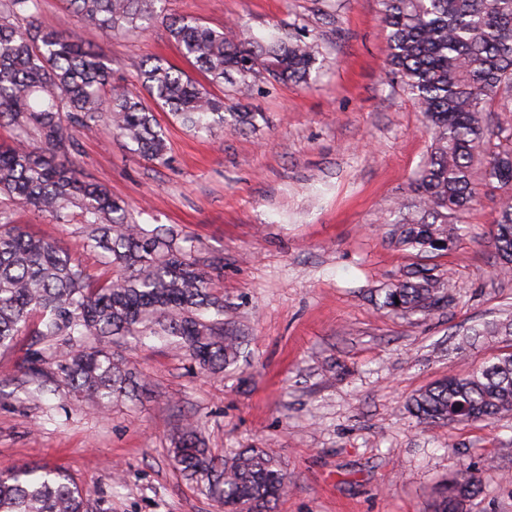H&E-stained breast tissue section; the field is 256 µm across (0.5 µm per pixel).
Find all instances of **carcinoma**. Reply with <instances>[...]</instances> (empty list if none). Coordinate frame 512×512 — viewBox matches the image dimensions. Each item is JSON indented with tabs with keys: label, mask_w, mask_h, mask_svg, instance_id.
Returning a JSON list of instances; mask_svg holds the SVG:
<instances>
[{
	"label": "carcinoma",
	"mask_w": 512,
	"mask_h": 512,
	"mask_svg": "<svg viewBox=\"0 0 512 512\" xmlns=\"http://www.w3.org/2000/svg\"><path fill=\"white\" fill-rule=\"evenodd\" d=\"M83 23L106 36L166 22L182 55L202 70L205 86L161 58L148 57L138 80L152 103L115 86L112 61L39 20L40 0H0V123L13 131L0 144V350L31 329L55 342L54 356L27 358L31 398L64 383L100 409L133 397L139 376L112 355L116 339L166 336L202 371L237 364L240 336L224 328V300L209 288L206 264L192 247L147 230L128 204L75 167L78 135L102 125L125 139L135 155L163 163L164 130L152 105L183 125L211 132L233 121L251 125L252 112L224 113L210 90L231 72L238 95L252 96L256 78L307 80L318 45L304 36L265 40L233 36L196 18L169 17L165 0H66ZM386 36L388 74L400 79L431 135L430 152L411 182L416 215L400 225L397 244L422 259L383 289L381 307L428 316L454 299L452 277L423 264L451 251L480 179L501 191L492 245L502 268H512V136L491 123L512 106V0H378ZM45 213L58 224L77 215L80 250L112 267L106 278L88 272L79 255L17 224L21 213ZM512 337V314L473 330ZM92 340L94 346L80 349ZM409 408L426 427L483 422L512 414V343L479 367L434 383ZM181 471L220 506V512H272L288 491L278 460L262 448H243L226 461L212 454L197 425L186 422L171 448ZM479 480L458 472L434 512H473ZM0 512H88L83 491L68 474L41 466L0 474Z\"/></svg>",
	"instance_id": "1"
}]
</instances>
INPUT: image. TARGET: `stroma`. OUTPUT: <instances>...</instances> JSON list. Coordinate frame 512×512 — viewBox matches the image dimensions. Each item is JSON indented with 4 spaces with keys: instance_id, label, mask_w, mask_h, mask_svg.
<instances>
[{
    "instance_id": "stroma-1",
    "label": "stroma",
    "mask_w": 512,
    "mask_h": 512,
    "mask_svg": "<svg viewBox=\"0 0 512 512\" xmlns=\"http://www.w3.org/2000/svg\"><path fill=\"white\" fill-rule=\"evenodd\" d=\"M166 12L214 28L238 22L258 37L301 29L323 62L307 85L261 77L247 101L225 89L228 111L260 112L253 128L198 133L156 110L164 164L132 154L105 126L80 140L86 179L124 199L137 223L219 261L224 326L244 336L249 361L204 374L168 340L115 344L145 390L100 412L64 386L32 400L23 361L53 348L19 336L0 350V473L59 468L91 512H218L171 457L191 419L216 457L262 448L280 462L289 491L274 512H433L439 488L467 465L481 483L476 512H512V416L427 429L406 407L499 349L488 338L456 349L467 326L512 312V273L495 266L491 246L499 191L480 187L464 236L433 260L453 272L455 303L428 317L375 304L416 263L396 244L395 223L431 144L410 96L385 75L378 0H167ZM39 16L110 59L113 84L135 94L142 59L197 73L164 24L106 36L65 0H40ZM18 222L80 245V224L41 213Z\"/></svg>"
}]
</instances>
